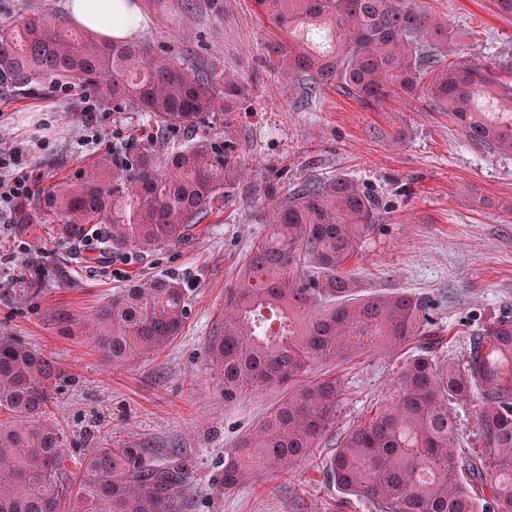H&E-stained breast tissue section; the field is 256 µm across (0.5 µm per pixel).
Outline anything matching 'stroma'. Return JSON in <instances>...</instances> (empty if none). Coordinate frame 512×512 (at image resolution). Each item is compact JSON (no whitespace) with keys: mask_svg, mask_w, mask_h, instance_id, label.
Segmentation results:
<instances>
[{"mask_svg":"<svg viewBox=\"0 0 512 512\" xmlns=\"http://www.w3.org/2000/svg\"><path fill=\"white\" fill-rule=\"evenodd\" d=\"M193 2L191 10L182 0L142 7L138 42L189 72L233 76L240 90L228 111L167 132L96 84L42 79L19 92L0 87V148L17 150L16 170L28 175L37 205L49 186L111 145L158 151L166 141L205 136L232 146V184L184 241L93 262L82 260L84 246L21 236L12 219H0V336L57 365L51 415L64 433L69 472L91 448H145L194 470L185 490L191 512H368L364 502L327 486L320 466L342 435L390 399L401 352L314 369L313 378H335L340 405L312 460L224 495L218 481L227 452L288 395L272 387L225 399L208 351L224 291L268 231L271 193L310 177L347 176L380 213L349 268L367 289L433 298L444 353L462 361L470 326L512 317V157L470 141L427 96L367 106L336 86L289 76L253 0ZM421 4L447 17L478 57L512 66V15L499 13L494 0ZM27 112L41 114L37 131L18 125ZM91 121L102 144L85 141ZM160 275L179 278L187 290L183 330L158 354L112 368L86 342L81 322L131 280Z\"/></svg>","mask_w":512,"mask_h":512,"instance_id":"1","label":"stroma"}]
</instances>
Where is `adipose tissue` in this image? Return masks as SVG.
<instances>
[{"label":"adipose tissue","mask_w":512,"mask_h":512,"mask_svg":"<svg viewBox=\"0 0 512 512\" xmlns=\"http://www.w3.org/2000/svg\"><path fill=\"white\" fill-rule=\"evenodd\" d=\"M66 12L70 22L107 41H131L140 28L124 0H68Z\"/></svg>","instance_id":"ef3b65f1"}]
</instances>
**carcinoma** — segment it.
I'll return each mask as SVG.
<instances>
[{
	"instance_id": "obj_1",
	"label": "carcinoma",
	"mask_w": 512,
	"mask_h": 512,
	"mask_svg": "<svg viewBox=\"0 0 512 512\" xmlns=\"http://www.w3.org/2000/svg\"><path fill=\"white\" fill-rule=\"evenodd\" d=\"M277 37L288 71L308 72L365 105L425 89L467 137L512 156V81L458 47L459 33L419 0H254ZM102 84L163 130L195 126L224 109L231 79L190 73L146 46L65 33L43 14L0 27V83L42 77ZM163 156L102 155L90 171L49 187L44 205L17 202L27 234L52 223L61 242L148 253L180 242L237 163L208 138L166 143ZM379 221L374 200L346 177L313 179L275 197L270 232L254 245L208 350L224 398L288 387L224 460L230 494L264 474L301 465L336 418V379L300 384L310 367L409 346L391 402L349 430L322 468L324 480L371 512H512V319L480 324L465 360L439 355L429 299L367 293L348 260ZM188 318L186 288L173 277L138 278L112 294L83 335L114 366L159 353ZM277 322L272 327L271 322ZM54 364L0 337V512H188L193 472L143 448H93L75 476L64 433L50 419ZM478 404L475 444L459 436L451 405Z\"/></svg>"
}]
</instances>
